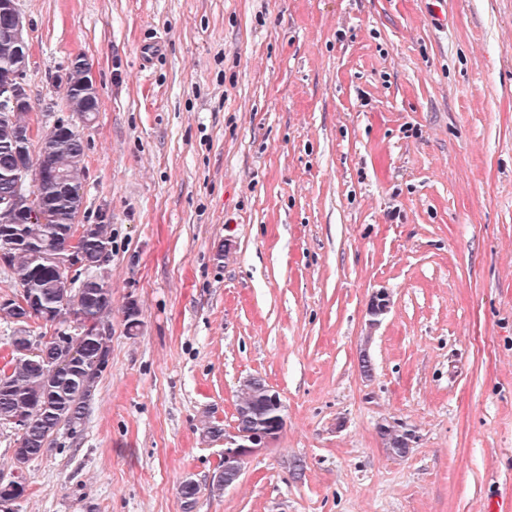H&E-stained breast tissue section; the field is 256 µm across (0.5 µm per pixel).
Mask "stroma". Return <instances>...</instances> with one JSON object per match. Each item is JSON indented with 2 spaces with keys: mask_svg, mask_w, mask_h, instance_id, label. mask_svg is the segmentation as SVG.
<instances>
[{
  "mask_svg": "<svg viewBox=\"0 0 512 512\" xmlns=\"http://www.w3.org/2000/svg\"><path fill=\"white\" fill-rule=\"evenodd\" d=\"M19 7L33 123L69 117L74 56L99 93L79 221L112 229V354L15 512H188V479L189 512L512 495V0ZM251 377L285 425L217 497L201 422L233 431ZM380 434L392 454L395 456H403L407 452L408 433H401L395 426L387 425L380 428Z\"/></svg>",
  "mask_w": 512,
  "mask_h": 512,
  "instance_id": "obj_1",
  "label": "stroma"
}]
</instances>
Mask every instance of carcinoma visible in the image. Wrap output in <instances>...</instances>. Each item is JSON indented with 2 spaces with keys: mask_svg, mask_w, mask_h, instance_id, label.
<instances>
[{
  "mask_svg": "<svg viewBox=\"0 0 512 512\" xmlns=\"http://www.w3.org/2000/svg\"><path fill=\"white\" fill-rule=\"evenodd\" d=\"M24 50L0 34V71L15 66ZM30 117L27 110L0 111V202L15 196L20 186L34 182L46 204L49 215L40 219L23 216L15 224L0 227V238L15 245L10 270L15 281L28 295L34 297L32 311L4 310L3 318L16 323L19 317L41 320L53 328L51 335L42 337L40 354L28 357L12 354L0 358V424L11 423L17 416L27 419L23 434L17 440V464L26 465L50 449L53 435L64 425L75 435L83 424L88 402L93 396L101 372L95 369L96 359L111 352V346L90 334L79 332L72 337L79 357L61 368L54 365L65 360L60 351L58 332L60 316L74 319L82 326L105 318L104 310L111 309L110 288H99L76 299L84 281L93 277L95 263L109 258L112 236L109 225L99 224L94 233L78 235L76 222L77 197L70 189H80L84 177L85 147L78 129L69 134L41 136L37 160L30 154L31 141L20 138L27 130ZM35 168V178L17 175L19 165ZM70 247L82 252L88 262L84 270L75 271L71 287L60 281L58 260ZM269 387L259 377L240 385L236 408V427L249 432L257 425L258 416H268L264 405ZM380 434L392 454L407 452L408 437L394 426H383ZM27 491L23 474L14 477L11 485L0 486V496L24 497Z\"/></svg>",
  "mask_w": 512,
  "mask_h": 512,
  "instance_id": "obj_1",
  "label": "carcinoma"
}]
</instances>
